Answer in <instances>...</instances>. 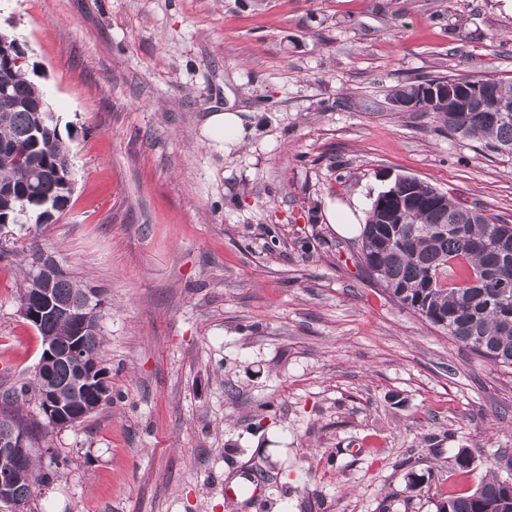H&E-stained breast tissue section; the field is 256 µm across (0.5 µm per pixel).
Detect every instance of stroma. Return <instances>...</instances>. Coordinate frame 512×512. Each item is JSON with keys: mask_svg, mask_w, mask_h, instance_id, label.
<instances>
[{"mask_svg": "<svg viewBox=\"0 0 512 512\" xmlns=\"http://www.w3.org/2000/svg\"><path fill=\"white\" fill-rule=\"evenodd\" d=\"M70 145L42 227L0 229V391L41 338L22 249L107 300L112 400L45 430L26 512H436L456 449L471 481L512 453V368L482 361L369 280L359 235L400 175L512 224V158L403 112L392 86L512 81V0H0ZM249 132L211 146L208 117ZM419 480L409 487V476ZM472 79H480L485 80L491 89L492 93L496 94L498 97L506 100L512 101V85H505L500 81L491 79V78H477L474 75L469 74H454V75H448V76H438L430 79H426L430 83L435 82H443V81H451L455 82L457 84H467ZM246 482L234 486H224L225 497H245L249 500H258L264 494V488L253 477H246Z\"/></svg>", "mask_w": 512, "mask_h": 512, "instance_id": "stroma-1", "label": "stroma"}]
</instances>
